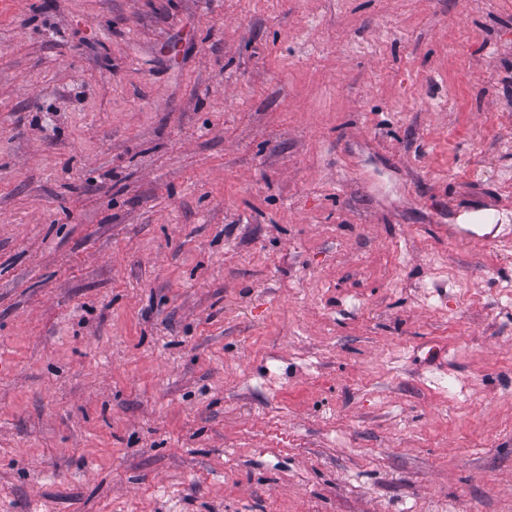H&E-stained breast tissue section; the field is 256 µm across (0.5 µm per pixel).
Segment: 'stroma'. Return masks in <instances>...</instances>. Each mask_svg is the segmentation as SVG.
<instances>
[{"label": "stroma", "instance_id": "stroma-1", "mask_svg": "<svg viewBox=\"0 0 512 512\" xmlns=\"http://www.w3.org/2000/svg\"><path fill=\"white\" fill-rule=\"evenodd\" d=\"M512 0H0V512H512Z\"/></svg>", "mask_w": 512, "mask_h": 512}]
</instances>
